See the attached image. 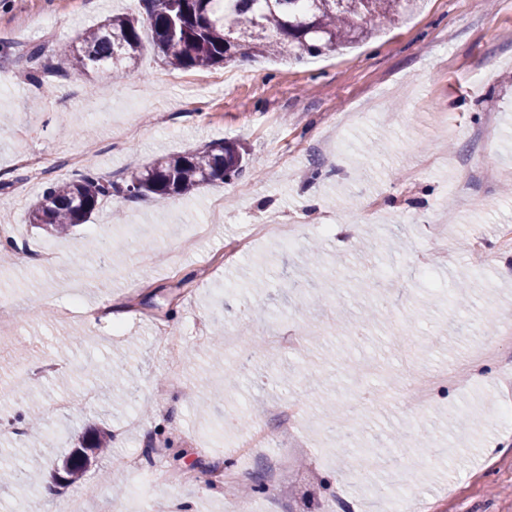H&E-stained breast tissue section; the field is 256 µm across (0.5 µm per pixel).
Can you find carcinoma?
I'll use <instances>...</instances> for the list:
<instances>
[{
    "label": "carcinoma",
    "mask_w": 512,
    "mask_h": 512,
    "mask_svg": "<svg viewBox=\"0 0 512 512\" xmlns=\"http://www.w3.org/2000/svg\"><path fill=\"white\" fill-rule=\"evenodd\" d=\"M143 14L115 15L84 33L81 42L45 58L43 46L26 50L29 75L41 79L49 70L81 78L108 64L117 71L136 64L142 51L141 28L153 33V45L177 70L207 69L252 55L300 57L358 43L411 13L417 0H143ZM243 156L232 142L206 150L162 156L121 186L87 171L52 182L30 211V223L56 233L86 223L105 199L189 196L203 185L237 173ZM107 434L90 431L66 464L70 481L78 480L89 452L105 448Z\"/></svg>",
    "instance_id": "obj_1"
}]
</instances>
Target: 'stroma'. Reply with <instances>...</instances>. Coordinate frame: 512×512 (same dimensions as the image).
Instances as JSON below:
<instances>
[{"label": "stroma", "mask_w": 512, "mask_h": 512, "mask_svg": "<svg viewBox=\"0 0 512 512\" xmlns=\"http://www.w3.org/2000/svg\"><path fill=\"white\" fill-rule=\"evenodd\" d=\"M140 12V0H0V43L52 49ZM27 72L24 58H0V181L27 189L20 204L0 189V227L13 229L22 253L51 247L60 258L0 268L11 319L0 333V381L13 391L0 401V427L16 429L0 449L18 451L0 512H28L32 500L58 512L29 483L32 469L84 492L85 512H132L137 486L163 512H232L224 488L209 484L215 466L259 485L248 512H386L323 432L337 406L353 409L358 447L386 459L373 481L390 497L409 489L435 512H512V422L495 415L511 395L500 378L512 374V342L499 343L485 378L457 376L417 412L404 399L407 362L422 372L466 360L512 320V277L501 269L512 263V0H422L351 49L213 68L216 78L238 74L229 89L187 91L149 43L120 73L34 82ZM224 141L245 152L243 170L192 196L104 201L66 236L29 221L47 184L72 171L17 168L19 151L49 164L79 153L122 184L155 158ZM216 200L217 231L183 253V235L212 221ZM275 219L295 225L293 246L257 235ZM94 239L108 241L107 254L87 250ZM316 241L323 263L312 276L306 251ZM306 276L321 304L289 288ZM461 282L460 312L452 298ZM217 311L227 329L246 320L307 340L234 353L215 336ZM162 331L184 340L180 379L155 349ZM89 386L98 398L87 406ZM289 395L302 402L294 430L303 449L291 466L270 465L263 448L234 455L248 431L225 418L248 415L277 434L268 409ZM60 397L72 410L50 412ZM34 401L43 405L38 455L24 432ZM133 415L140 428L124 432ZM91 426L111 433V449L64 482V462ZM420 438L436 456L413 454ZM128 455L138 471L107 486L114 460ZM174 467L195 469L197 484L146 483Z\"/></svg>", "instance_id": "35a3bbf8"}]
</instances>
